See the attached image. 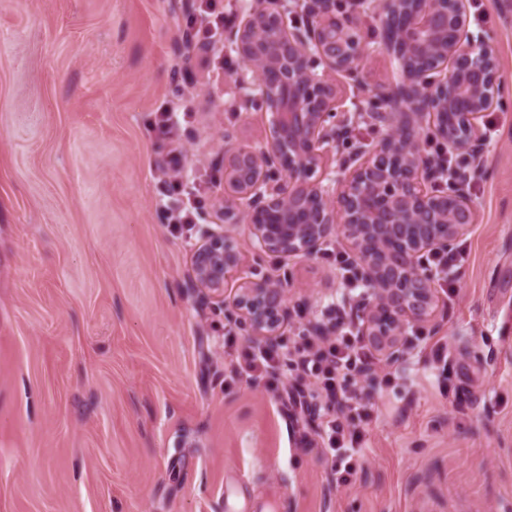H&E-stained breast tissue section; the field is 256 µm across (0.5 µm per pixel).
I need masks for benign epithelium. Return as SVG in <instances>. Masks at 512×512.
Returning <instances> with one entry per match:
<instances>
[{
	"mask_svg": "<svg viewBox=\"0 0 512 512\" xmlns=\"http://www.w3.org/2000/svg\"><path fill=\"white\" fill-rule=\"evenodd\" d=\"M469 0H370L382 43L402 63L401 80L374 95L385 112L355 119L382 131L355 147L334 185L321 176L335 151L338 78L360 82L368 44L338 0H253L207 50L232 44L252 82L247 103L270 115L258 144L224 132L221 223L206 224L190 259L194 287L217 298L257 344L277 342L293 320L289 277L256 275L244 265L235 229L252 252L288 262L318 255L332 237L350 245L367 286L356 303L360 335L390 362L410 345V329L437 317L435 271L427 257L453 249L476 223L465 184L431 186L436 160L428 139L479 153L480 118L497 103L490 38L468 28ZM326 341L333 323L311 320Z\"/></svg>",
	"mask_w": 512,
	"mask_h": 512,
	"instance_id": "1",
	"label": "benign epithelium"
}]
</instances>
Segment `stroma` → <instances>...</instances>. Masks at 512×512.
Instances as JSON below:
<instances>
[{"label":"stroma","mask_w":512,"mask_h":512,"mask_svg":"<svg viewBox=\"0 0 512 512\" xmlns=\"http://www.w3.org/2000/svg\"><path fill=\"white\" fill-rule=\"evenodd\" d=\"M470 3L502 85L468 190L478 221L440 327L374 360L366 462L340 485L306 423L312 379L230 378L224 336L242 352L250 331L192 288L198 233L168 223L149 124L191 113L183 172L212 213L225 131L267 132L239 106L242 65L215 70L183 0H0V512H512V9ZM355 21L371 54L348 113L401 70L377 15ZM285 271L293 347L332 318L341 275L322 254Z\"/></svg>","instance_id":"obj_1"}]
</instances>
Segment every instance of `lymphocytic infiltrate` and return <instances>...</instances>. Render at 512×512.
Segmentation results:
<instances>
[{
	"label": "lymphocytic infiltrate",
	"instance_id": "lymphocytic-infiltrate-1",
	"mask_svg": "<svg viewBox=\"0 0 512 512\" xmlns=\"http://www.w3.org/2000/svg\"><path fill=\"white\" fill-rule=\"evenodd\" d=\"M353 320L337 318L336 337L326 344L316 345L301 362L304 372L313 376L319 392L326 398L340 401L346 417L327 410L322 421L321 448L330 459L340 484L350 482L364 459L363 427L371 419L370 404L361 389L351 382V375L374 357L370 345L362 343L354 333ZM288 365V355L275 345H265L245 352L237 375L247 378L274 376Z\"/></svg>",
	"mask_w": 512,
	"mask_h": 512
}]
</instances>
